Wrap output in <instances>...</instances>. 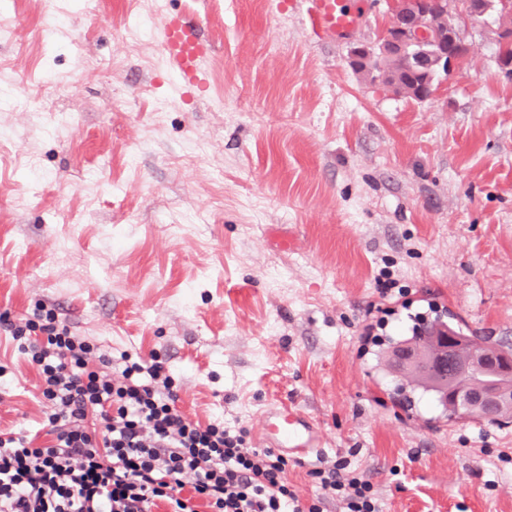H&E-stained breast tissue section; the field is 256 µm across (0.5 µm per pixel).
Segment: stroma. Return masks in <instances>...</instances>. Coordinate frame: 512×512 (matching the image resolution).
<instances>
[{
    "label": "stroma",
    "mask_w": 512,
    "mask_h": 512,
    "mask_svg": "<svg viewBox=\"0 0 512 512\" xmlns=\"http://www.w3.org/2000/svg\"><path fill=\"white\" fill-rule=\"evenodd\" d=\"M8 5L0 313L44 305L99 352H157L191 420L254 442L268 404L297 401L325 437L288 463L300 502L342 463L380 512H512V421L450 422L429 397L402 409L370 344L432 304L512 341V80L494 16L462 27L467 63L418 103L349 65L386 22L374 0L332 42L290 0H165L140 41L132 0ZM176 15L212 46L206 90L182 92L158 47ZM0 365V429L38 430V372L1 329Z\"/></svg>",
    "instance_id": "obj_1"
}]
</instances>
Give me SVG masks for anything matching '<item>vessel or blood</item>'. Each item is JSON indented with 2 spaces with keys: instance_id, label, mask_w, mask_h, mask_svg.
<instances>
[{
  "instance_id": "1",
  "label": "vessel or blood",
  "mask_w": 512,
  "mask_h": 512,
  "mask_svg": "<svg viewBox=\"0 0 512 512\" xmlns=\"http://www.w3.org/2000/svg\"><path fill=\"white\" fill-rule=\"evenodd\" d=\"M308 19L313 30L333 40L348 35L359 23L361 15L346 5L345 0H309ZM160 46L173 72L196 85H204L202 61L210 47L203 42L195 26L172 17L162 26ZM262 444L301 460L324 446L323 436L313 419L297 405L281 404L265 411L259 435Z\"/></svg>"
}]
</instances>
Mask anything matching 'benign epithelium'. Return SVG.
I'll list each match as a JSON object with an SVG mask.
<instances>
[{"instance_id": "1", "label": "benign epithelium", "mask_w": 512, "mask_h": 512, "mask_svg": "<svg viewBox=\"0 0 512 512\" xmlns=\"http://www.w3.org/2000/svg\"><path fill=\"white\" fill-rule=\"evenodd\" d=\"M388 22L372 45L354 43L349 48V64H361L370 73L369 80L395 96L417 102L433 98L439 89V78L458 69L468 59V45L464 39L448 43V26L430 21L431 12H448L447 0H384ZM512 12V0H456L457 20L475 21L490 12ZM512 45V35L500 39L497 62L501 73L512 78V54L506 48ZM398 59L402 69L422 78L411 89H405L399 77L383 71L381 60ZM505 393L462 387L457 397L474 403L475 407L502 403Z\"/></svg>"}]
</instances>
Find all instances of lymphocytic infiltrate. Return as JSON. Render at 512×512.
Segmentation results:
<instances>
[{
    "label": "lymphocytic infiltrate",
    "instance_id": "f902f5d3",
    "mask_svg": "<svg viewBox=\"0 0 512 512\" xmlns=\"http://www.w3.org/2000/svg\"><path fill=\"white\" fill-rule=\"evenodd\" d=\"M0 325L50 406L45 434L0 431V512H323L289 490L287 456L186 416L158 354H98L43 306ZM314 476L347 512H379L369 481L335 467Z\"/></svg>",
    "mask_w": 512,
    "mask_h": 512
}]
</instances>
